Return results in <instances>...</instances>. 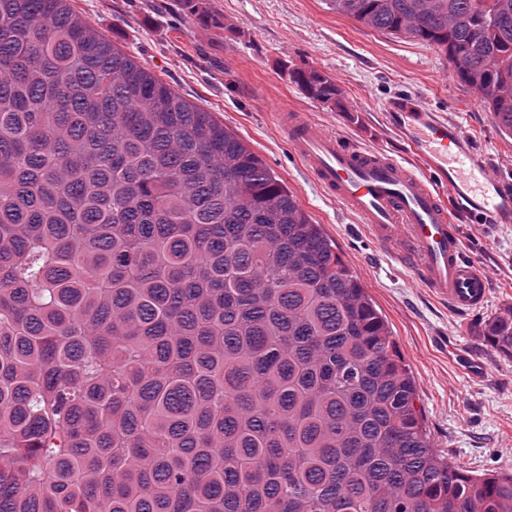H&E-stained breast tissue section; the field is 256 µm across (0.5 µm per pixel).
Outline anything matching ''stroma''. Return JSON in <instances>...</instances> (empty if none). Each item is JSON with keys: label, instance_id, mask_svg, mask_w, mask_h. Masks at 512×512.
I'll return each mask as SVG.
<instances>
[{"label": "stroma", "instance_id": "obj_1", "mask_svg": "<svg viewBox=\"0 0 512 512\" xmlns=\"http://www.w3.org/2000/svg\"><path fill=\"white\" fill-rule=\"evenodd\" d=\"M120 49L258 154L319 224L382 313L414 376L425 425L440 454L470 473L512 471V356L482 336L488 318L512 309V224L458 220L467 258L490 275L485 308L462 316L425 288L367 225L307 175L272 112H305L326 131L413 160L390 123L389 100L411 96L461 125L497 179L512 184V139L477 94L460 84L428 43L367 28L324 0H71ZM213 15L203 24L198 14ZM316 69L341 91L340 105L306 96L290 70ZM460 345L448 351L449 339Z\"/></svg>", "mask_w": 512, "mask_h": 512}]
</instances>
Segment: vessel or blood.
Returning <instances> with one entry per match:
<instances>
[{"mask_svg":"<svg viewBox=\"0 0 512 512\" xmlns=\"http://www.w3.org/2000/svg\"><path fill=\"white\" fill-rule=\"evenodd\" d=\"M387 110L422 164L400 161L320 129L304 112H275L293 153L321 189L368 225L389 249L412 247L416 277L459 313L482 307L489 274L463 251L449 213L479 224H512V187L491 176L463 128L398 97Z\"/></svg>","mask_w":512,"mask_h":512,"instance_id":"vessel-or-blood-1","label":"vessel or blood"}]
</instances>
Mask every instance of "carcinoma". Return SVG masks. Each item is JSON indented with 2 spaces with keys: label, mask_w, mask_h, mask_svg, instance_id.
I'll use <instances>...</instances> for the list:
<instances>
[{
  "label": "carcinoma",
  "mask_w": 512,
  "mask_h": 512,
  "mask_svg": "<svg viewBox=\"0 0 512 512\" xmlns=\"http://www.w3.org/2000/svg\"><path fill=\"white\" fill-rule=\"evenodd\" d=\"M327 6L458 61L512 138V0ZM483 336L512 355V311ZM418 400L257 154L70 0H0V512H512Z\"/></svg>",
  "instance_id": "obj_1"
}]
</instances>
